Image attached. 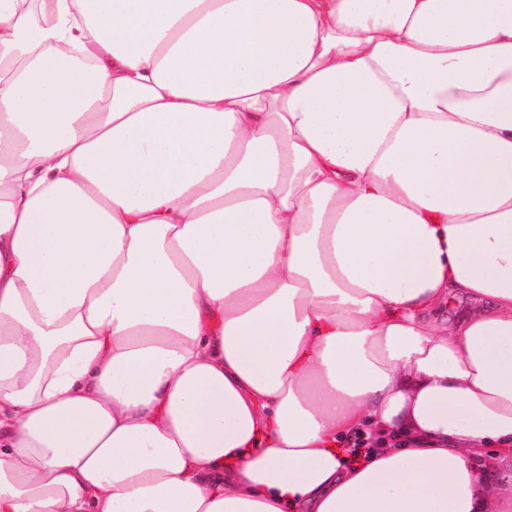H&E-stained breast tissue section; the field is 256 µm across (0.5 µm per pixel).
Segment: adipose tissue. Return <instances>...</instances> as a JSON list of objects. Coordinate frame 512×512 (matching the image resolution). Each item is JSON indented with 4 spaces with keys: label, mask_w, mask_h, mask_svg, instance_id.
Segmentation results:
<instances>
[{
    "label": "adipose tissue",
    "mask_w": 512,
    "mask_h": 512,
    "mask_svg": "<svg viewBox=\"0 0 512 512\" xmlns=\"http://www.w3.org/2000/svg\"><path fill=\"white\" fill-rule=\"evenodd\" d=\"M512 0H0V512H512Z\"/></svg>",
    "instance_id": "obj_1"
}]
</instances>
